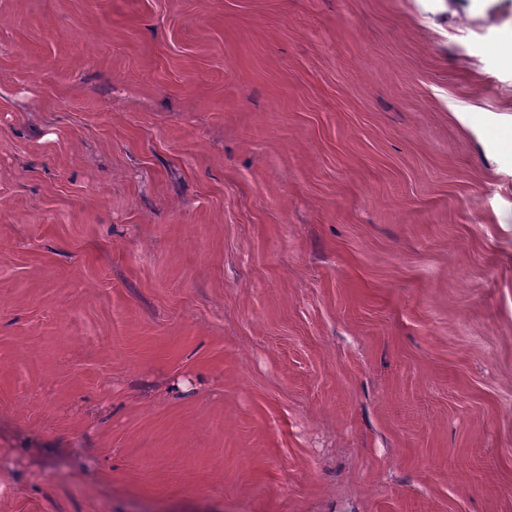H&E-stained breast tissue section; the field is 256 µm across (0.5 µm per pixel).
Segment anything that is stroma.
Listing matches in <instances>:
<instances>
[{"label":"stroma","instance_id":"1","mask_svg":"<svg viewBox=\"0 0 512 512\" xmlns=\"http://www.w3.org/2000/svg\"><path fill=\"white\" fill-rule=\"evenodd\" d=\"M512 0H0V512H512Z\"/></svg>","mask_w":512,"mask_h":512}]
</instances>
